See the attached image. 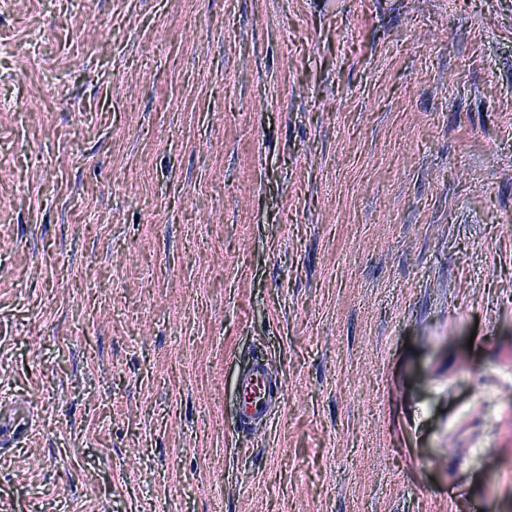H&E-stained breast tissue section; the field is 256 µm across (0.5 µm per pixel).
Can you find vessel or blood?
<instances>
[{"label":"vessel or blood","instance_id":"1","mask_svg":"<svg viewBox=\"0 0 512 512\" xmlns=\"http://www.w3.org/2000/svg\"><path fill=\"white\" fill-rule=\"evenodd\" d=\"M239 419L249 429L267 428L284 404V393L273 375L270 360H254L237 379ZM28 431L27 421L17 410L6 412L0 419V445L10 443Z\"/></svg>","mask_w":512,"mask_h":512}]
</instances>
